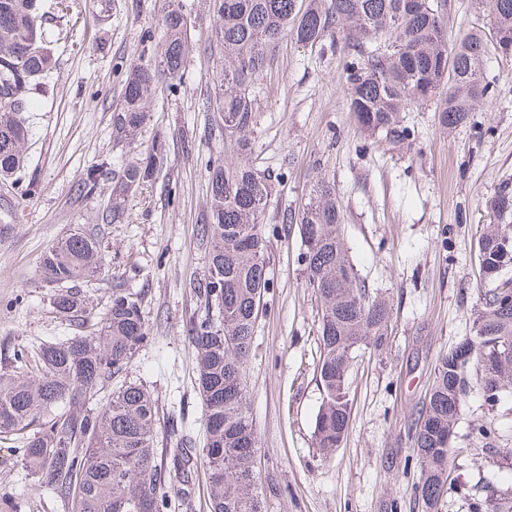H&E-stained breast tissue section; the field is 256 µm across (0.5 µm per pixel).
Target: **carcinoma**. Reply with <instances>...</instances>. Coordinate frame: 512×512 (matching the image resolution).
<instances>
[{
	"label": "carcinoma",
	"instance_id": "obj_1",
	"mask_svg": "<svg viewBox=\"0 0 512 512\" xmlns=\"http://www.w3.org/2000/svg\"><path fill=\"white\" fill-rule=\"evenodd\" d=\"M453 0H212L216 44L224 55V82L206 111L220 113L224 152L238 161L209 164V211L198 234L208 246V268L198 293L206 314L188 323L197 359L198 391L205 413V452L210 475V512H264L256 490L258 441L246 402V370L251 357L261 298L270 290L269 262L261 217L272 193L271 175L253 167L255 104L264 73L279 44L290 39L315 46L341 35L348 58L343 71L350 111L370 136L399 142L405 131L399 114L414 103L432 101L439 124L450 130L465 122L476 102L491 96L483 71L487 35L472 30L448 43L445 15ZM493 30L512 33V0H492ZM37 0H0V176L20 167L27 129L17 112L30 100L35 81L54 67L43 43ZM162 46L155 67L129 68L121 103L112 113L115 140L132 144L147 120L144 102L164 75H182L193 45L179 5L161 17ZM166 144L155 142L145 158L123 168L112 188L110 221L120 218V199L151 178ZM498 218L512 215V182L487 200ZM285 223L298 225L305 251L301 261L307 287L322 303L319 330V383L322 404L315 418V445L327 457L343 442L351 406L346 382L359 346H382L392 306L370 297L348 255L343 214L331 183L318 177L308 201L291 209ZM511 224H488L477 238L479 304L472 322L475 355L461 342L441 355L428 400L412 437L420 469L418 512H442L445 498L458 491L449 465L451 442L471 387L479 386L493 407L512 389V309L498 298L512 292L502 272L512 267ZM46 282L73 284L101 269L94 236L75 232L44 256ZM87 302L75 288L57 294L56 313L84 324ZM150 340L142 294L117 288L100 317L98 330L66 340L20 348L11 370L0 374V444L25 461L38 486L55 493L68 512H167L171 495L191 508L197 465L186 436L166 433L173 447L158 460L156 400L146 387L126 381L106 400L99 394L112 379L128 375L138 350ZM472 439L483 443L490 468L512 458V448H493L492 427L480 424ZM471 512H512V492L490 484L471 495Z\"/></svg>",
	"mask_w": 512,
	"mask_h": 512
}]
</instances>
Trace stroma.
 <instances>
[{"mask_svg":"<svg viewBox=\"0 0 512 512\" xmlns=\"http://www.w3.org/2000/svg\"><path fill=\"white\" fill-rule=\"evenodd\" d=\"M195 50L176 83L160 80L146 102L136 141L115 145L112 112L133 64L153 63L157 45H143L168 0H40L54 69L35 105L18 117L28 129L24 165L0 178V372L14 349L79 335L54 313L55 287L41 272L45 252L74 232L97 234L98 275L79 281L90 320L113 288L141 291L151 340L132 361V375L155 394L157 428L177 425L193 455L204 443L197 361L186 325L202 311L196 287L207 273L197 235L209 198L206 165L223 157L211 137L217 115L204 95L218 91L224 59L211 54V0H179ZM341 40L304 47L280 44L259 89L250 162L271 174L273 192L262 230L273 286L265 295L247 367V406L258 436V491L265 512H414L420 470L413 462L414 419L438 358L469 335L478 303L475 242L490 223L486 199L512 181V56L484 61L496 83L466 124L438 123L433 102L400 115L406 131L392 142L368 136L348 109ZM167 155L154 175L122 199L121 221L102 215L118 172L156 139ZM96 170L99 192L82 182ZM334 186L343 211L344 243L372 295L393 308L390 336L356 351L347 379L349 428L331 457L314 445L322 402L317 367L321 303L305 283L297 229L282 213L301 205L317 177ZM490 422L512 448V392L495 406L479 391L467 399L450 459L460 490L443 512H468L475 484L512 489V469H490L470 431ZM21 512H67L36 486L21 458L0 445V494Z\"/></svg>","mask_w":512,"mask_h":512,"instance_id":"35a3bbf8","label":"stroma"}]
</instances>
